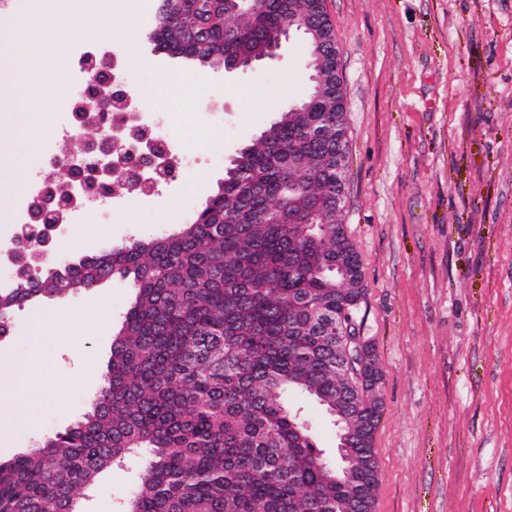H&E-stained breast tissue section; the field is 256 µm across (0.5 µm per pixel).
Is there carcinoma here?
Listing matches in <instances>:
<instances>
[{
    "label": "carcinoma",
    "instance_id": "1",
    "mask_svg": "<svg viewBox=\"0 0 512 512\" xmlns=\"http://www.w3.org/2000/svg\"><path fill=\"white\" fill-rule=\"evenodd\" d=\"M288 23L285 0L245 20L190 15L161 0L153 49L210 66L257 41L275 43ZM295 124L276 118L238 154L195 221L174 234L132 239L95 255V266L63 276L44 264L0 289V320L43 298L108 280L128 283L135 301L112 339L107 375L82 419L10 459L0 458V512H79L77 497L112 466L142 456L143 476L126 512H322L352 497L357 471L334 480L300 409L289 397L336 398V260L359 254L336 223V99H307ZM318 169L297 197L314 228L286 223L297 173ZM355 458L374 456L380 415Z\"/></svg>",
    "mask_w": 512,
    "mask_h": 512
}]
</instances>
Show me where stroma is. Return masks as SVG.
<instances>
[{
    "instance_id": "1",
    "label": "stroma",
    "mask_w": 512,
    "mask_h": 512,
    "mask_svg": "<svg viewBox=\"0 0 512 512\" xmlns=\"http://www.w3.org/2000/svg\"><path fill=\"white\" fill-rule=\"evenodd\" d=\"M341 58L348 149L341 216L362 263L359 331L382 372L383 407L374 439L379 486L374 512H512V0H326ZM155 16L148 0L112 19L111 31L75 39L71 55L107 53L135 74L131 109L164 114L153 95L161 81L191 86L189 118L171 137L191 164L196 203L217 191L225 168L283 106L310 88L306 46L292 37L280 59L233 75L187 68L153 53ZM139 37L135 60L120 50ZM48 114L44 130L20 127L21 110ZM67 113L46 74L17 60L0 63V200L17 213L50 156ZM218 133L210 142L206 133ZM28 172L8 188L4 163ZM174 180L150 205L127 202L117 219L83 209L72 228L84 251L99 253L130 238L150 239L189 223L193 211ZM106 297L112 321L85 319L80 330L44 336L41 354L58 390L43 391L26 423L0 436L10 458L80 420L102 376L84 377L74 359L106 365L112 336L133 299L119 280L15 315L0 351L16 357L44 309L84 313ZM318 447L336 453L326 410L301 393ZM143 474L139 458L112 467L88 491L84 512H124Z\"/></svg>"
}]
</instances>
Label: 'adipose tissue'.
I'll return each instance as SVG.
<instances>
[{"instance_id":"obj_1","label":"adipose tissue","mask_w":512,"mask_h":512,"mask_svg":"<svg viewBox=\"0 0 512 512\" xmlns=\"http://www.w3.org/2000/svg\"><path fill=\"white\" fill-rule=\"evenodd\" d=\"M135 5L136 0H34L33 14L27 22L0 23V43L8 51L21 49L32 55L41 44L43 32L49 31L53 34L51 52L61 59L67 56L76 35L101 33L113 11L129 13ZM60 324L52 311L38 314L26 338L27 357L0 355V413L17 421L26 420L27 407L13 393L19 385L36 390L48 384L49 368L39 358V346L42 336Z\"/></svg>"}]
</instances>
